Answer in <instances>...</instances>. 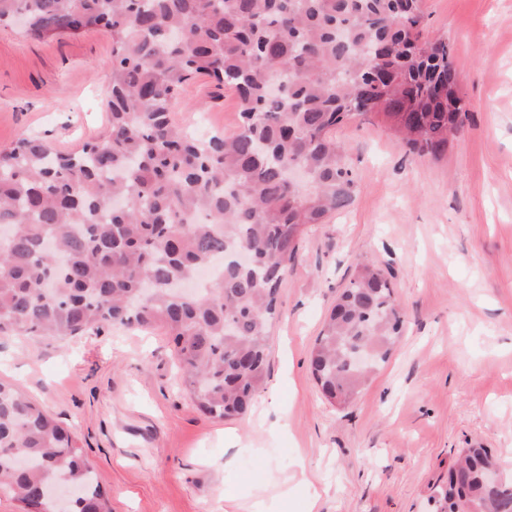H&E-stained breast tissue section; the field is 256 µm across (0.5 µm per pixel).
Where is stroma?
<instances>
[{"label": "stroma", "instance_id": "35a3bbf8", "mask_svg": "<svg viewBox=\"0 0 512 512\" xmlns=\"http://www.w3.org/2000/svg\"><path fill=\"white\" fill-rule=\"evenodd\" d=\"M423 11L426 35L452 45L466 120L438 158L409 152L381 114L337 128L357 193L301 242L246 417L196 409L160 329L0 338V379L72 432L112 512H235L228 489L260 512H432L457 449L489 448L512 472V0ZM111 57L103 28L38 38L0 25V147L35 136L67 151L102 136ZM203 117L233 133L236 95L186 84L175 120ZM361 264L383 270L407 325L340 409L309 357Z\"/></svg>", "mask_w": 512, "mask_h": 512}]
</instances>
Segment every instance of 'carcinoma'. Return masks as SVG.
<instances>
[{"label":"carcinoma","mask_w":512,"mask_h":512,"mask_svg":"<svg viewBox=\"0 0 512 512\" xmlns=\"http://www.w3.org/2000/svg\"><path fill=\"white\" fill-rule=\"evenodd\" d=\"M420 2L0 0V23L22 15L32 36L112 33L108 134L77 151L37 137L0 149V225L13 227L0 239V336L160 326L197 407L245 415L302 238L356 195L336 127L382 113L409 151L438 158L468 112L448 41L422 39ZM196 77L235 90L236 132L196 138L174 121ZM229 248L251 264L223 265L192 295L174 287ZM404 324L382 270L359 267L309 359L332 405L355 402ZM497 465L487 448L458 449L438 512H512V474L484 481ZM53 484L77 488L71 512H111L76 438L0 380V491L26 512Z\"/></svg>","instance_id":"cac0c4a2"}]
</instances>
